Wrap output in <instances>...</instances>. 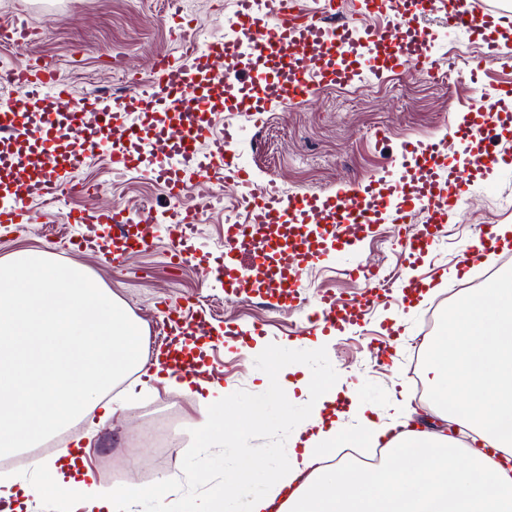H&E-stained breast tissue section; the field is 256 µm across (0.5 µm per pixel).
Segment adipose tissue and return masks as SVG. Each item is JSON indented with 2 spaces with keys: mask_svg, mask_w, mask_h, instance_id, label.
<instances>
[{
  "mask_svg": "<svg viewBox=\"0 0 512 512\" xmlns=\"http://www.w3.org/2000/svg\"><path fill=\"white\" fill-rule=\"evenodd\" d=\"M265 389L292 403L294 390L309 410L288 446L277 454L243 449L224 466L202 512H512V285H494L457 303L448 329L424 358L432 405L474 431L482 449L465 465L448 461L462 452L444 435L404 430L406 410L378 413L340 391L332 375L289 382V363L264 357ZM161 365L147 359L142 328L82 267L60 269L46 252H20L0 270V456L30 447L76 418L100 409L109 420L124 407L109 393L118 383L145 385ZM201 447L224 443V416L233 403L206 387ZM354 428L350 444L377 443L395 435L391 466L327 464L344 417ZM40 477L18 486L0 478V498L17 495L87 502L90 512H146L165 505L182 512L183 484L172 474L145 488L107 492L90 466L63 452L40 466ZM251 486L243 507L233 493Z\"/></svg>",
  "mask_w": 512,
  "mask_h": 512,
  "instance_id": "obj_1",
  "label": "adipose tissue"
}]
</instances>
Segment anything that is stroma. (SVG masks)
Instances as JSON below:
<instances>
[{
  "label": "stroma",
  "instance_id": "1",
  "mask_svg": "<svg viewBox=\"0 0 512 512\" xmlns=\"http://www.w3.org/2000/svg\"><path fill=\"white\" fill-rule=\"evenodd\" d=\"M231 8L230 0H184L182 23L172 28L164 21L171 12L169 0H0V26L24 20L32 31L31 41L0 43V61L15 68L49 63L70 83L78 100L133 97L156 81L154 62L159 55L187 62V46L219 35ZM419 24L437 35L434 53L439 66L449 72L446 82L429 83L413 73L396 96L388 78H374L352 89L326 87L309 102L253 117L243 124L239 151L255 168L256 184L324 194L340 183L356 186L378 178L404 140L444 135L450 114L480 109L483 85L512 79V45L504 46L501 58L488 61L483 84L471 79L472 60L484 55L487 41L499 38V30L450 36L440 14L423 17ZM80 177L94 185L92 196H69L54 208L33 202L35 223L20 233L0 229V268L19 251L47 248L44 228L61 224L65 209L122 204L137 213L161 211L170 202L164 185L139 173L113 174L105 160L86 167ZM211 189L222 202L204 215L193 244L217 253L224 244L225 221L244 224L248 217L236 208L234 190L218 185ZM471 189L465 213L449 215L434 248L436 264L447 270L462 261L482 227L512 224V173L478 170ZM391 236L390 226L384 224L373 228L349 254L306 264L300 272L299 301L272 309L254 297L225 294L222 284L204 285L193 267L169 268L168 237L163 231L152 248L130 253L120 269L92 254L61 247L51 251L59 265L83 266L141 323L144 332L160 329L164 306L179 309L188 319L204 311L219 328L228 323L244 329L264 323L262 345L267 352L283 356L289 345L307 339V316L319 293H335L345 302L363 293L364 281L348 279L346 267L378 265L394 283L411 276L405 247L390 245ZM475 278L469 272L441 283L437 293L409 315L400 303H379L360 321L331 335L322 346L300 350L294 359L310 374L347 378L358 399L371 407L383 409L405 399L412 422L424 424L429 433L450 437L461 448H480L471 430L442 418L428 399L418 397L416 383L408 375L415 351H427L432 339L426 330L430 314L448 311L461 298L462 286ZM397 321L404 333L390 336ZM211 358L223 372L225 392L240 412L264 398L262 361L242 353L233 337L216 336ZM267 401L271 428L248 433L242 447L277 450L307 415L306 402L285 407L280 398ZM125 414V420L103 427L99 411H91L42 441L35 456L16 459L9 475L22 482L36 481L40 462L61 448L74 447L81 438L90 444L86 460L96 483L106 491L148 485L167 472L203 468L204 479L184 486L179 495L185 512H199L210 489L224 481V451L199 447L202 405L195 393L152 381L127 402Z\"/></svg>",
  "mask_w": 512,
  "mask_h": 512
}]
</instances>
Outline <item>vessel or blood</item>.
I'll list each match as a JSON object with an SVG mask.
<instances>
[{
    "mask_svg": "<svg viewBox=\"0 0 512 512\" xmlns=\"http://www.w3.org/2000/svg\"><path fill=\"white\" fill-rule=\"evenodd\" d=\"M224 16V34L196 48L190 64L159 57V78L144 94L75 100L71 85L47 65L0 72V83L14 86L0 103V224L32 221L29 204L58 203L70 195L79 173L95 159L108 160L118 172L140 171L163 182L174 201L165 218L153 211L130 213L115 205L91 211L71 209L63 221L78 226L66 242L69 251L90 250L122 266L130 250L149 248L166 228L169 257L195 264L213 282L228 279L225 261L244 256L237 276L252 286L266 306L294 296L304 263L348 251L378 224H409L426 213V224L407 242L411 266L432 252L442 224L467 196L473 167L512 172V150L494 149L512 129V82L494 86L488 110L464 113L449 123L447 136L407 141L383 175L330 194L285 193L256 188L236 152L240 126L217 127L219 111L251 117L291 103L310 100L318 87L365 80L383 72L415 73L434 68V35L415 27L417 18L445 13L448 27L476 32L498 24L512 30V14L491 15L473 0H373L377 14L397 15L396 27H355L330 21L322 9L300 12L283 0H233ZM201 180L239 190L238 207L265 231L260 245L248 244L242 226L230 223L224 258L192 245L197 224L212 209L214 196L202 193L183 203L188 182ZM414 276L395 289L365 295L369 306L391 295L423 287ZM349 312L335 296L318 297L308 318L312 334L345 329ZM168 335L207 340L205 319L188 323L166 316ZM166 369L186 377L205 373V362L185 348H168Z\"/></svg>",
    "mask_w": 512,
    "mask_h": 512,
    "instance_id": "obj_1",
    "label": "vessel or blood"
}]
</instances>
